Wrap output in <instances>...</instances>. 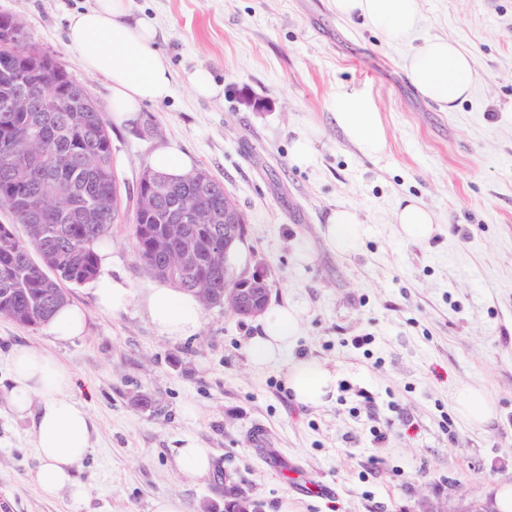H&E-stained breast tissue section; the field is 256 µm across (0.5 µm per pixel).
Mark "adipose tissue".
Instances as JSON below:
<instances>
[{
	"instance_id": "ef3b65f1",
	"label": "adipose tissue",
	"mask_w": 512,
	"mask_h": 512,
	"mask_svg": "<svg viewBox=\"0 0 512 512\" xmlns=\"http://www.w3.org/2000/svg\"><path fill=\"white\" fill-rule=\"evenodd\" d=\"M337 14L362 19L382 30L387 38L411 44L403 60L410 83L443 111H453L469 97L478 81L472 53L450 38H419L420 0H332ZM127 0H96L94 7L70 16L66 30L68 48L89 73L108 82L112 116L117 123L133 122L144 103H159L173 91V75L167 58L157 47L154 21L141 17L128 22ZM336 121L354 144L371 155L385 147V131L379 112L352 97L337 105ZM399 236L415 241L430 240L438 230L435 213L422 203L409 200L392 219ZM367 232L356 210L341 207L326 219L325 235L342 253L354 250ZM100 271L94 281L95 305L118 316L131 304H139L158 335L186 340L202 326V304L196 294L170 282L157 280L140 291L112 273V253L99 252ZM298 311L288 304L269 305L259 329L247 342L255 365L279 361L293 345L299 329ZM9 372L6 394L12 411L30 418L33 449L40 465L32 479L45 496L68 492L74 504L87 498L75 473L92 450L95 432L92 418L75 394L69 368L52 354L29 344L14 345L7 354ZM288 388L294 400L306 407L326 404L336 392V373L313 358L293 362L288 369ZM455 409L469 424L487 423L495 403L482 389L468 386L454 395Z\"/></svg>"
}]
</instances>
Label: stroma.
<instances>
[{
    "label": "stroma",
    "instance_id": "stroma-1",
    "mask_svg": "<svg viewBox=\"0 0 512 512\" xmlns=\"http://www.w3.org/2000/svg\"><path fill=\"white\" fill-rule=\"evenodd\" d=\"M94 4L0 0V14L16 17L106 113V80L66 44L69 15ZM421 5L420 37L460 42L481 76L451 112L408 81V44L338 16L330 0H128L130 18L158 26L175 87L136 122L110 128L121 191L113 274L136 290L153 280L134 251L131 198L155 150L173 144L246 214L244 267L266 274L271 302L299 310V332L286 358L259 367L247 352L257 320L207 306L199 333L174 342L139 305L100 311L86 283L70 288L87 314L81 338L58 342L45 327L0 317V376L12 345L49 352L72 371L95 425L77 471L85 505L64 491L44 497L30 480L31 423L0 391V512H153L166 494L185 512H209L228 483L260 512L286 499L297 512H497L496 485L512 484V0ZM199 67L223 96L194 95L186 75ZM344 96L380 113L379 154L361 153L337 125ZM311 127L313 160L300 166L291 145ZM409 197L438 217L429 242L393 231L392 213ZM340 207L369 229L349 254L324 234ZM365 336L369 344L355 345ZM301 357L335 370L328 404L295 402L288 366ZM464 385L493 398L487 424L457 415ZM141 395L152 408L137 405ZM186 436L213 451L211 472L193 482L175 462ZM306 482L328 491L303 492Z\"/></svg>",
    "mask_w": 512,
    "mask_h": 512
}]
</instances>
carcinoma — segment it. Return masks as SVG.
<instances>
[{"label": "carcinoma", "mask_w": 512, "mask_h": 512, "mask_svg": "<svg viewBox=\"0 0 512 512\" xmlns=\"http://www.w3.org/2000/svg\"><path fill=\"white\" fill-rule=\"evenodd\" d=\"M17 44L30 59L27 89L29 112H0V207L15 224L26 228L28 239L17 238L0 224V316L28 327L45 324L69 302L66 285H81L98 271L95 245L108 239L117 223L119 189L112 162V137L97 103L66 70L34 43L23 46L26 34L13 20ZM68 88L70 103L49 111L56 87ZM35 134L38 140H30ZM206 194L210 206L224 213V184L212 181L209 192L180 180L167 185L153 209L133 211L135 253L145 272L198 292L204 279L214 292V304L224 299V266H213V248L224 247V222L189 224L199 254L198 264L179 272L162 265L178 241L160 212ZM224 512H256L254 502L235 487L224 488Z\"/></svg>", "instance_id": "carcinoma-1"}]
</instances>
